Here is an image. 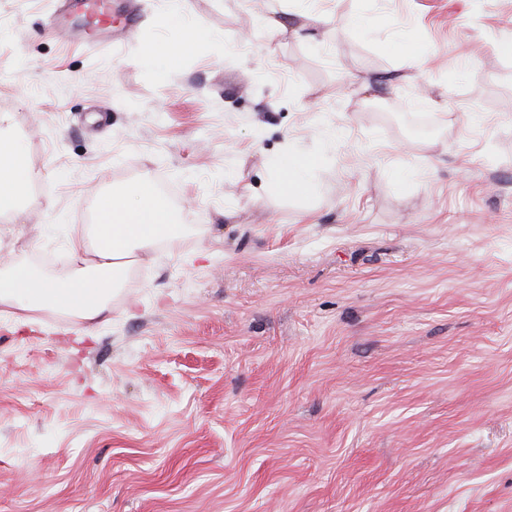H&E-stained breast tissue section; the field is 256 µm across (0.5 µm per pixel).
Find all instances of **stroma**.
<instances>
[{"instance_id":"35a3bbf8","label":"stroma","mask_w":512,"mask_h":512,"mask_svg":"<svg viewBox=\"0 0 512 512\" xmlns=\"http://www.w3.org/2000/svg\"><path fill=\"white\" fill-rule=\"evenodd\" d=\"M113 2L0 0V269L145 174L186 231L96 321L0 306V512H512V0ZM70 1V12L83 21L89 34L103 35L112 31L111 0ZM192 45L188 40L179 43L177 46L146 45L141 51L143 59L154 62L159 69L161 77H165L176 68L182 54ZM31 173L22 145L0 131V214L16 213L25 195ZM279 185L286 192L304 195L315 190L316 161L301 155H289L276 163Z\"/></svg>"}]
</instances>
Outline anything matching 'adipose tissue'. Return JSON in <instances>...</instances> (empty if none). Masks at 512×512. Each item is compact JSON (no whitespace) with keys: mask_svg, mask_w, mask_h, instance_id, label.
Wrapping results in <instances>:
<instances>
[{"mask_svg":"<svg viewBox=\"0 0 512 512\" xmlns=\"http://www.w3.org/2000/svg\"><path fill=\"white\" fill-rule=\"evenodd\" d=\"M279 185L286 192H313L316 162L291 155L278 161ZM31 173L22 145L0 134V214L19 210ZM92 243L69 239L67 247L80 267L66 279L53 280L18 266L0 272V305L23 312L52 308L94 321L107 309L135 253L158 240L174 238L184 228L176 223L151 178L144 177L119 192L98 197Z\"/></svg>","mask_w":512,"mask_h":512,"instance_id":"adipose-tissue-1","label":"adipose tissue"}]
</instances>
